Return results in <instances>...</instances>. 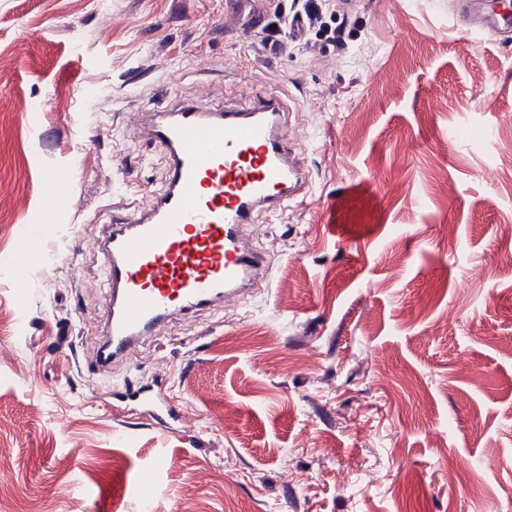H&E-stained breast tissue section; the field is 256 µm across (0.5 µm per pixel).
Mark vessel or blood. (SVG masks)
<instances>
[{"mask_svg":"<svg viewBox=\"0 0 512 512\" xmlns=\"http://www.w3.org/2000/svg\"><path fill=\"white\" fill-rule=\"evenodd\" d=\"M474 15L489 29L512 31L511 9L486 16L482 0H457V23ZM286 110L280 97L265 96L236 110L179 102L148 113L144 138L162 152L166 175L146 203L113 216L101 245L112 296L100 365L126 358L173 317L234 300L267 274L252 225L310 189ZM49 182L39 221L57 224L68 197L59 174ZM135 398L161 429L181 418L172 396L142 390Z\"/></svg>","mask_w":512,"mask_h":512,"instance_id":"obj_1","label":"vessel or blood"}]
</instances>
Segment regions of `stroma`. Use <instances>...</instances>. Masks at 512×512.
<instances>
[{
	"label": "stroma",
	"instance_id": "obj_1",
	"mask_svg": "<svg viewBox=\"0 0 512 512\" xmlns=\"http://www.w3.org/2000/svg\"><path fill=\"white\" fill-rule=\"evenodd\" d=\"M291 5L0 0V512H512V37L455 0H320L296 37ZM270 93L312 187L260 225L268 287L95 370L100 242L164 177L143 112ZM141 386L184 431L100 403ZM49 182L51 187L49 200L40 213L39 222L42 224H57L64 218L68 207V196L57 188L62 182L59 174H52ZM36 260L35 256H28L22 253L14 266V269L9 272V278L13 286L14 293L21 297L26 293V271Z\"/></svg>",
	"mask_w": 512,
	"mask_h": 512
}]
</instances>
